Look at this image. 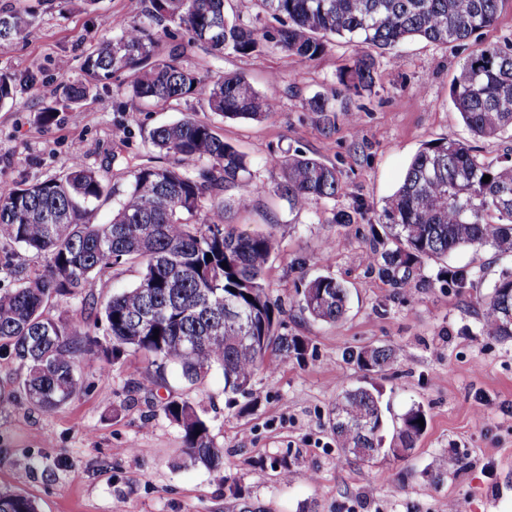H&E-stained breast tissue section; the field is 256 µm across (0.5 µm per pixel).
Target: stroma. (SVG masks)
<instances>
[{
    "label": "stroma",
    "mask_w": 512,
    "mask_h": 512,
    "mask_svg": "<svg viewBox=\"0 0 512 512\" xmlns=\"http://www.w3.org/2000/svg\"><path fill=\"white\" fill-rule=\"evenodd\" d=\"M29 5L34 25L0 42V71L18 78L13 100L0 107V184L53 178L77 158L107 187L122 189L133 166L157 159L153 128L187 115L208 123L246 155L254 181L265 187L228 219L239 230H270L280 239L266 280L284 310L283 333L304 349L258 375L253 396L231 407L221 372L192 386L171 368L165 383L146 387L141 354L92 358L80 367L79 394L50 413L20 394V366L1 351L0 489L32 497L39 512H443L457 497L467 499L469 512H512V341L482 334L480 291L462 293L438 280L435 263L414 266L404 290L366 257L384 200L423 144L472 141L485 162L501 160L507 141H473L448 92L474 48L512 39V0H501L496 22L467 42L414 39L377 56L372 90L353 99L340 75L354 48L341 39L309 63L271 49L189 58L210 79L237 72L258 91L275 93L277 112L258 121L227 119L195 101H133L128 73L95 89L72 119L58 88L82 78L84 55L111 40L145 0H0V11ZM63 58L70 63L64 72L57 67ZM316 94L338 110L331 127L304 107ZM46 106L57 109L47 125L39 120ZM295 152L336 166L335 199L293 210L272 192L280 172L269 158ZM341 210L353 213V223H334ZM48 263V255L1 240L0 289ZM447 263L479 270L486 286L512 273V259L488 248L457 250ZM139 273L130 266L107 270L93 302L67 296L50 313L108 345L105 321L90 305L132 285ZM318 275L349 291L348 311L336 323L298 308L302 284ZM371 346L394 348L399 357L383 372H366L349 354ZM359 385L382 394L384 439L411 406L424 410L426 429L407 455L338 461L331 410L341 389ZM172 395L204 410L224 449L223 474L190 463L179 427L160 407ZM436 461L443 464L438 475L430 469Z\"/></svg>",
    "instance_id": "1"
}]
</instances>
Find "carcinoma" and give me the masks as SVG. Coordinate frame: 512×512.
<instances>
[{"label": "carcinoma", "mask_w": 512, "mask_h": 512, "mask_svg": "<svg viewBox=\"0 0 512 512\" xmlns=\"http://www.w3.org/2000/svg\"><path fill=\"white\" fill-rule=\"evenodd\" d=\"M232 0H149L143 16L124 25L110 41L88 52L83 78L64 83L59 98L76 113L100 83L132 71L131 98L145 104L197 100L229 119L258 120L277 110L273 94L256 91L241 74L205 82L186 58L201 51L249 56L276 49L301 63L322 55L333 37L357 47L342 78L360 94L375 82V54L407 39L434 44L462 42L497 19L501 0H253L255 20L229 14ZM35 21L32 10L0 12V41L21 37ZM175 41L158 52V32ZM17 77L0 73V105L13 99ZM449 97L468 130L483 140H512V40L472 52ZM306 110L324 125L335 118L329 99L316 94ZM153 147L169 158L165 166L136 165L106 224L91 222L96 204L116 194L98 174L74 159L61 174L34 184H0V239L49 256L48 269L0 293V347L12 349L24 377L21 389L34 407L53 411L80 390L79 364L98 354L96 341L49 314L61 297H93L101 272L123 264L142 268L137 283L112 295L102 315L115 355L125 346L142 353L154 370L152 385L172 366L190 385L218 370L224 393L249 395L259 372L299 353L298 341L282 332V307L272 300L266 270L279 250L271 233L245 234L224 222V193L235 191L242 209L263 190L244 156L193 117L158 126ZM281 177L272 191L293 209L336 197V167L302 154L274 156ZM491 176L488 182L483 176ZM391 247L370 246L381 277L399 285L411 280L423 260L443 261L460 247H489L512 257V153L495 165L483 163L476 148L461 141L425 143L413 156L380 215ZM227 267H222V264ZM459 289L479 279L472 268L448 267ZM252 299H247V296ZM347 289L330 275L305 283L299 309L327 323L347 311ZM512 275L489 286L482 297L481 324L489 335L512 339ZM159 337H154V330ZM397 359L389 347L371 349L367 371ZM161 409L182 432L194 463L212 472L224 468V452L203 413L187 399H168ZM425 417L414 406L402 416L406 447L419 439ZM380 392L374 387L343 389L333 407L332 430L338 460H371L383 437ZM0 512H38L27 495L0 490Z\"/></svg>", "instance_id": "obj_1"}]
</instances>
